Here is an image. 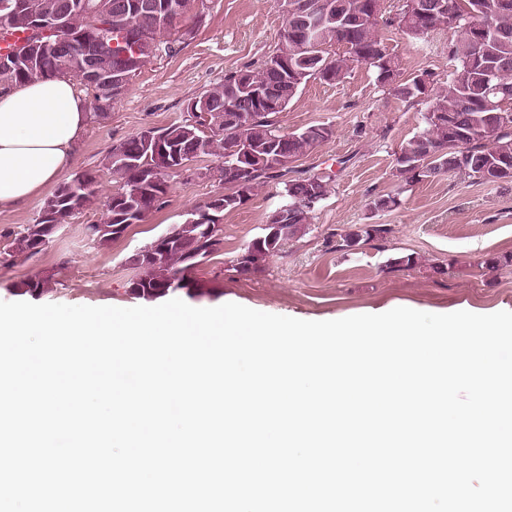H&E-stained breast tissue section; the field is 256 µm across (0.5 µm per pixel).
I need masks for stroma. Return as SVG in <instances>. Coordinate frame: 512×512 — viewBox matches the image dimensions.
<instances>
[{
  "instance_id": "1",
  "label": "stroma",
  "mask_w": 512,
  "mask_h": 512,
  "mask_svg": "<svg viewBox=\"0 0 512 512\" xmlns=\"http://www.w3.org/2000/svg\"><path fill=\"white\" fill-rule=\"evenodd\" d=\"M401 0H386L378 33L400 63L402 79L430 74L445 85L452 63L453 31L416 38L389 26ZM286 16L280 0H198L133 77L106 119L88 116L76 147L75 170L93 168L100 185L89 204L33 257L9 255L15 235L34 222L43 205L36 197L0 214V301L129 308L143 300L129 291L138 273L130 262L155 237L180 223L184 214L222 192L217 168L222 159L205 155L184 174L172 175L167 201L131 225L118 240L96 247L85 236L89 224L103 223L120 180L104 169L114 144L146 129L188 122L190 102L240 69H259L277 47ZM426 100L398 99L376 79L374 69L351 65L328 84L311 78L278 116L282 132L320 125L331 136L289 163L285 179L259 184L250 200L225 214L222 244L196 270L212 293L200 308L237 303L261 312L307 321L345 318L406 307L421 312H512V263L496 270L488 255L512 256V183H478L450 171L405 184L396 171L402 147L423 127ZM321 176L325 200L304 231L288 239L260 270L243 275L234 259L264 233L269 212L286 201L284 182ZM398 195L400 205L374 211L370 200ZM354 224H381L384 234L352 249L339 233ZM411 255L410 268L390 267ZM444 273H436V266ZM44 279L37 296L20 293L30 278Z\"/></svg>"
}]
</instances>
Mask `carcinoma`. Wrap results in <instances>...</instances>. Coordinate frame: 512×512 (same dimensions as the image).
Segmentation results:
<instances>
[{
  "label": "carcinoma",
  "mask_w": 512,
  "mask_h": 512,
  "mask_svg": "<svg viewBox=\"0 0 512 512\" xmlns=\"http://www.w3.org/2000/svg\"><path fill=\"white\" fill-rule=\"evenodd\" d=\"M154 11L112 10V39L120 52H133L124 32L131 27L150 39L168 30L162 17L166 6L176 3L181 16L195 9L197 0H154ZM336 9L315 20L313 39L319 46H340L341 53H333L317 74L309 72L307 61L300 58L297 48L305 40L304 29L286 21L277 56L288 61V69L276 70L267 66L254 72L246 69L224 77V83L206 92L207 111L198 118L209 123L214 136L210 137L207 153L215 147L224 150V164L219 166L220 180L229 183L243 177L247 181V195L255 186L277 176L278 170L266 164L252 168L245 175L232 169L235 158L228 153L233 145L261 146L271 139L286 159H294L308 149L322 143L331 135L323 126H309L298 133H283L276 126V116L285 111L296 97L299 85L296 74L308 72L326 83L340 80L348 64H364L377 73L379 83L392 86L397 97L409 101L422 94L430 98L424 116L425 127L401 147L397 155V171L408 180L404 163L422 161L430 148L447 147V153L431 161L420 177H432L447 171H459L482 183L512 182V102L493 113L486 101L494 88L502 86L512 93V0H454L456 10L441 13L414 14L407 23L420 29L425 37L440 29H453L458 38L450 45L449 55L456 63L448 78V86L433 93L427 91L421 77L402 82L399 68L384 59L385 46L376 30L377 22H361L359 16L371 11L376 0H333ZM0 0V40L9 32L29 33L38 21L50 23L58 14L71 10L74 0ZM73 32L81 36L77 44L88 41L95 19L75 13L70 18ZM66 61L54 55H42L34 65L14 64L0 67V80L23 83L34 77H64ZM252 86H271L276 89V102L260 105L249 118L228 127L224 125V107L230 100L249 97ZM187 124H176L158 131L170 148L182 158L198 156L201 145L189 136ZM165 164V157L156 152L138 133L112 146L104 167L122 180V199L110 198L106 220L101 224L86 225V234L99 245L108 244L122 236L131 221L141 222L151 211L162 208L169 192V181L152 182L151 171ZM80 186L73 179L61 182L44 201L41 214L26 232L11 242L12 253L31 257L45 235L48 224L63 226L78 214L99 187V174L95 169L80 173ZM288 223H281L283 207L271 211L266 219L265 233L254 239L244 253L236 259L240 273L258 270L270 255L280 250L284 241L296 235L310 223L312 213L326 198L327 183L319 177L295 179L286 185ZM206 224L183 220L173 225L165 236V249L157 250L148 244L132 257L131 262L141 274L130 284L132 294L157 299L179 291L190 298L207 293L204 284L193 276L199 264L215 252L221 244L217 227L206 233ZM386 232L379 224L351 226L341 234L347 247L359 244Z\"/></svg>",
  "instance_id": "carcinoma-1"
}]
</instances>
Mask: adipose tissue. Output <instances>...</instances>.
<instances>
[{
    "mask_svg": "<svg viewBox=\"0 0 512 512\" xmlns=\"http://www.w3.org/2000/svg\"><path fill=\"white\" fill-rule=\"evenodd\" d=\"M86 110L68 79L0 88V212L40 195L72 168Z\"/></svg>",
    "mask_w": 512,
    "mask_h": 512,
    "instance_id": "obj_1",
    "label": "adipose tissue"
}]
</instances>
